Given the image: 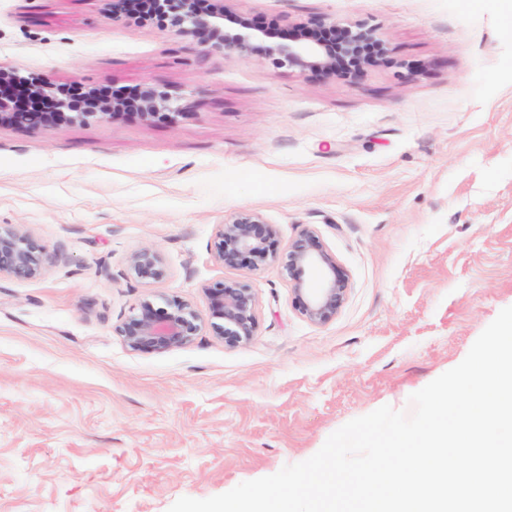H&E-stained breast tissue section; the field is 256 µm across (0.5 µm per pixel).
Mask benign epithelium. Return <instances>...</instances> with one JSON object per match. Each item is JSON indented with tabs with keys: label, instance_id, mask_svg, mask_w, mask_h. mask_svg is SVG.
Wrapping results in <instances>:
<instances>
[{
	"label": "benign epithelium",
	"instance_id": "benign-epithelium-1",
	"mask_svg": "<svg viewBox=\"0 0 512 512\" xmlns=\"http://www.w3.org/2000/svg\"><path fill=\"white\" fill-rule=\"evenodd\" d=\"M104 2L113 19L127 17L136 9L145 15L158 7L165 12L170 29L199 37L213 50L247 53L264 36V31L249 19L230 17L224 0H213V7L207 11L198 9V0ZM226 21L232 24L227 32L223 31ZM268 52L278 67L355 83L369 69L386 63L389 49L386 39L373 29L317 23L290 27L282 42ZM64 90L62 83L41 75L20 76L0 65V124L36 128L62 118L80 123L90 119L113 121L127 113H136L147 123H173L183 114L175 96L151 83L135 94L108 97L90 89L78 105ZM211 252L216 262L227 267H254L265 261L278 264L288 279L298 311L314 324L334 319L347 298V276L312 228L303 229L281 249L275 225L258 212L243 210L218 225ZM48 264L49 258L27 231L20 227L0 228V278L36 279ZM163 276L164 268L154 248L142 246L128 255L127 278L151 282ZM203 292L209 303L207 319L180 299L168 300L162 306L146 299L117 327V332L130 350L141 353L187 346L206 331L229 348L241 346L255 336L258 301L248 283L217 282L203 288Z\"/></svg>",
	"mask_w": 512,
	"mask_h": 512
}]
</instances>
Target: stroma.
I'll use <instances>...</instances> for the list:
<instances>
[{"label": "stroma", "instance_id": "1", "mask_svg": "<svg viewBox=\"0 0 512 512\" xmlns=\"http://www.w3.org/2000/svg\"><path fill=\"white\" fill-rule=\"evenodd\" d=\"M268 36L246 54L112 19L103 0H0V63L81 90L150 82L176 124L0 125V225L51 263L0 279V512H168L314 455L350 420L457 366L512 306V0H229ZM376 29L357 83L278 69L284 29ZM262 214L287 245L316 230L347 299L314 324L281 268L216 263L218 224ZM150 246L165 275L126 278ZM243 280L258 328L164 353L116 328L150 299L207 315Z\"/></svg>", "mask_w": 512, "mask_h": 512}]
</instances>
